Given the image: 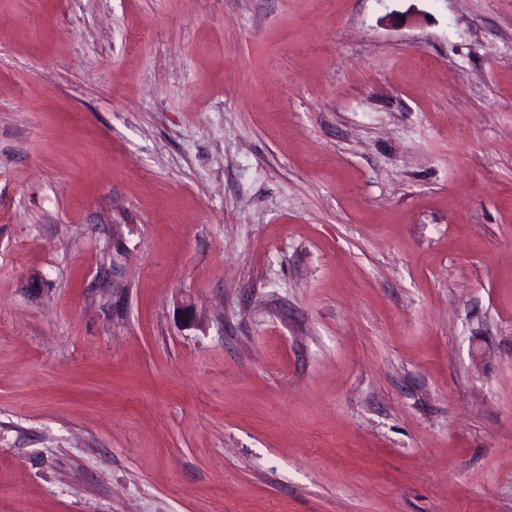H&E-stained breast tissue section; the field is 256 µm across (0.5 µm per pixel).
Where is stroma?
I'll return each instance as SVG.
<instances>
[{
    "mask_svg": "<svg viewBox=\"0 0 512 512\" xmlns=\"http://www.w3.org/2000/svg\"><path fill=\"white\" fill-rule=\"evenodd\" d=\"M0 512H512V0H0Z\"/></svg>",
    "mask_w": 512,
    "mask_h": 512,
    "instance_id": "stroma-1",
    "label": "stroma"
}]
</instances>
